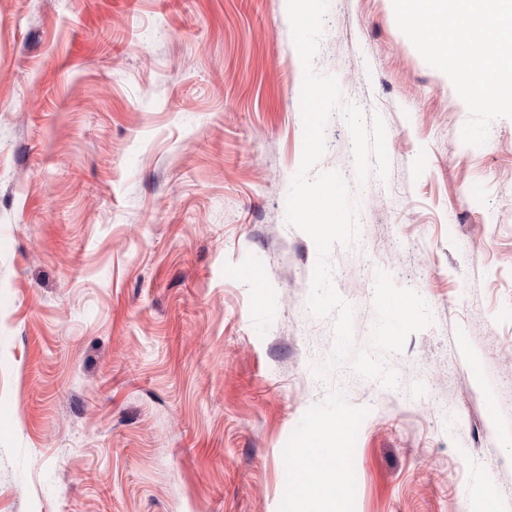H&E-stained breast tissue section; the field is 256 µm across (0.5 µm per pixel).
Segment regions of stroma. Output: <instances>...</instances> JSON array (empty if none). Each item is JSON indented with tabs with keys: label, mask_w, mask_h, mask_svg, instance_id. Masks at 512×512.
Wrapping results in <instances>:
<instances>
[{
	"label": "stroma",
	"mask_w": 512,
	"mask_h": 512,
	"mask_svg": "<svg viewBox=\"0 0 512 512\" xmlns=\"http://www.w3.org/2000/svg\"><path fill=\"white\" fill-rule=\"evenodd\" d=\"M315 71L386 126L329 255L369 341L377 271L432 324L387 389L319 380L333 320L285 217L304 68L284 0H0V512H294L312 421L344 512H512V119L469 111L392 0H330ZM319 168L354 180L340 114Z\"/></svg>",
	"instance_id": "35a3bbf8"
}]
</instances>
